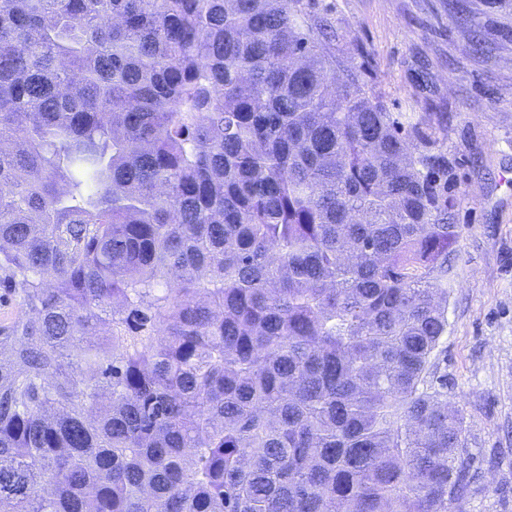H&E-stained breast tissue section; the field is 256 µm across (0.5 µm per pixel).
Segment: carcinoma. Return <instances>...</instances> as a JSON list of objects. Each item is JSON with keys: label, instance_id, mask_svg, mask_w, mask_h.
I'll return each instance as SVG.
<instances>
[{"label": "carcinoma", "instance_id": "carcinoma-1", "mask_svg": "<svg viewBox=\"0 0 512 512\" xmlns=\"http://www.w3.org/2000/svg\"><path fill=\"white\" fill-rule=\"evenodd\" d=\"M303 0H0V512H460L434 112Z\"/></svg>", "mask_w": 512, "mask_h": 512}]
</instances>
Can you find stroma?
<instances>
[{
    "label": "stroma",
    "mask_w": 512,
    "mask_h": 512,
    "mask_svg": "<svg viewBox=\"0 0 512 512\" xmlns=\"http://www.w3.org/2000/svg\"><path fill=\"white\" fill-rule=\"evenodd\" d=\"M394 112L441 115L458 200L448 275V331L435 363L469 432L476 480L462 512H512V0L477 21L482 50L448 0H310Z\"/></svg>",
    "instance_id": "obj_1"
}]
</instances>
